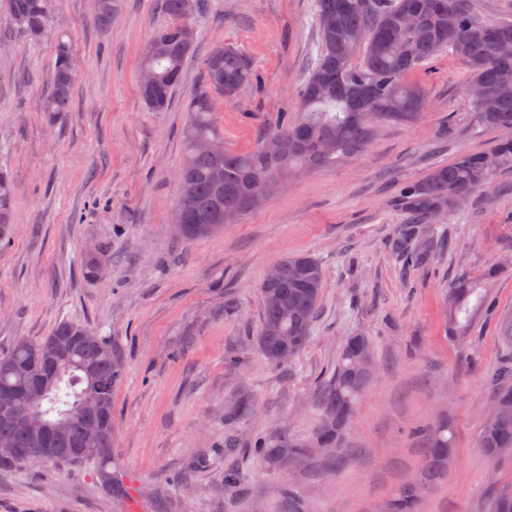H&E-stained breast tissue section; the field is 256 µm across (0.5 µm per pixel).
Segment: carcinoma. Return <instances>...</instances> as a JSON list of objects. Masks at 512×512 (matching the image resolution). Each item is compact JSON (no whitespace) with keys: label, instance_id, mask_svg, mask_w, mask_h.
I'll return each mask as SVG.
<instances>
[{"label":"carcinoma","instance_id":"1","mask_svg":"<svg viewBox=\"0 0 512 512\" xmlns=\"http://www.w3.org/2000/svg\"><path fill=\"white\" fill-rule=\"evenodd\" d=\"M7 9L22 35L33 42L47 30L54 0H6ZM169 17L156 29L141 56L140 69L151 72L154 83L140 90L143 102L153 111H164L178 84L184 60L194 50L181 37V28L193 23L184 0H161ZM350 7L335 18L336 0H316L315 23L319 37L318 54L300 90L298 115L274 125L260 146L246 153L224 149V132L218 125L216 101L236 97L239 86L253 84L251 60L232 46L219 54L212 49L204 60V78L189 99L183 130L184 161L179 170L178 200L181 221L177 228L183 239H199L224 230V213L242 217L249 193L266 184L272 189L284 177L298 170L332 167L344 157L363 152L379 127L413 124L425 112V89L414 79L421 65L436 57L434 47L458 61L469 73L480 94L470 103L482 124L503 131L491 150L468 154L438 165L419 181L405 185L399 194L400 208L418 222L399 226L393 249L407 266H419L429 259L419 245L423 223L439 211L453 216L475 194L486 191L497 172L512 169V75L500 76L496 46H512V20L484 21L476 16L470 0H444L453 26L433 7L434 0H348ZM124 0H99L96 23L108 29L123 10ZM409 10L418 12L424 29L412 32L399 27ZM74 83L72 47L60 40L51 87L43 111L49 122L68 111ZM295 138L301 149L283 156L277 142ZM333 140L336 149L323 153L320 142ZM218 146L204 152L199 143ZM495 164L489 165L487 157ZM14 189L8 175L0 171V240L10 237V212ZM277 277L271 283L281 305L262 306V323L253 344L272 366L286 368L308 344L314 319L322 301L326 277L323 262L312 254L286 256L274 264ZM503 270L497 266L479 277L460 275L448 285V334L463 341L476 316L489 306L487 285ZM88 326L74 319L58 322L39 341L19 340L0 354V396L10 395L27 405L26 390L38 383L43 387L33 410L43 421L69 419L65 435L39 441L25 426L0 417V441L13 444L15 452L0 456V471L22 468L32 461L91 465L99 483L115 490L112 472V397L124 373L115 370L120 351L108 337L87 343ZM372 356L365 336L349 337L340 352L335 370L324 380L317 396V429L308 437L287 430L257 432L246 445L270 469L308 472L319 456H336L341 464L345 439L359 401L373 372L374 360L362 367L359 352ZM491 407L495 413L484 419L477 447L491 463L512 455V361L501 367L490 383ZM254 402L243 395L227 410L229 419H244ZM100 429L96 449L82 446L83 429ZM421 438L423 464L416 481L388 499L384 512H418L427 492L448 476L454 462V433L446 422L416 431ZM320 449V454L310 449ZM491 512H512V481L490 489Z\"/></svg>","mask_w":512,"mask_h":512}]
</instances>
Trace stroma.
Listing matches in <instances>:
<instances>
[{
	"instance_id": "stroma-1",
	"label": "stroma",
	"mask_w": 512,
	"mask_h": 512,
	"mask_svg": "<svg viewBox=\"0 0 512 512\" xmlns=\"http://www.w3.org/2000/svg\"><path fill=\"white\" fill-rule=\"evenodd\" d=\"M92 9V0H57L33 43L0 0V168L16 190L13 234L0 242V354L65 318L111 337L125 361L112 457L129 492L108 494L85 466L34 463L0 473V512H286L288 489L306 512H380L421 468L415 429L438 420L454 431L456 460L422 512H485L490 486L512 480V460L491 464L475 446L487 379L512 358L500 332L512 315V270L494 281V308L465 342L448 335L446 295L451 279L512 254V171L457 219L429 225L426 265L402 272L392 249L406 221L400 187L500 137L471 110L465 68L445 55L425 62L416 78L428 107L418 122L384 126L363 153L283 179L223 232L182 240L172 222L175 176L205 58L224 43L252 60L254 86L220 102L218 120L227 149L254 150L282 114L297 113L317 56L314 0H207L162 112L138 90L142 49L168 21L160 0H125L106 30ZM60 37L72 45L76 77L68 112L50 126L41 107ZM90 249L107 265L97 278L84 269ZM297 253L326 266L322 312L306 348L279 370L251 338L265 270ZM358 334L371 339L376 370L339 469L278 473L250 454H225L252 431L311 433L316 390ZM244 392L253 415L226 419ZM231 463L242 489L224 485Z\"/></svg>"
}]
</instances>
